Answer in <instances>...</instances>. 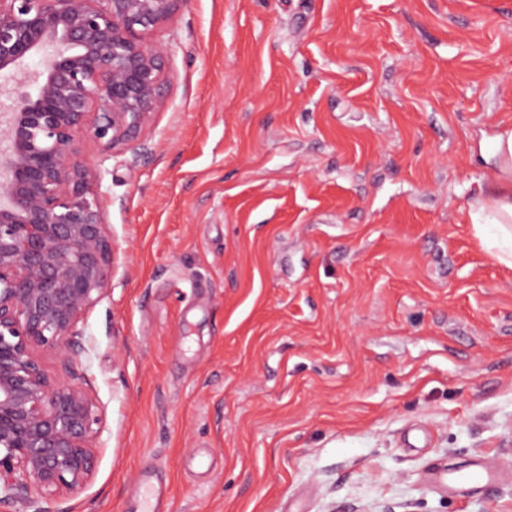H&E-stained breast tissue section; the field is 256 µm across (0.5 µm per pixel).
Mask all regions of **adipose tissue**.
Returning <instances> with one entry per match:
<instances>
[{"label": "adipose tissue", "instance_id": "ef3b65f1", "mask_svg": "<svg viewBox=\"0 0 512 512\" xmlns=\"http://www.w3.org/2000/svg\"><path fill=\"white\" fill-rule=\"evenodd\" d=\"M480 156L493 171L481 190L482 203L494 217L476 227L481 246L496 260L512 264V129H501Z\"/></svg>", "mask_w": 512, "mask_h": 512}]
</instances>
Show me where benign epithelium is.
I'll return each mask as SVG.
<instances>
[{"label": "benign epithelium", "mask_w": 512, "mask_h": 512, "mask_svg": "<svg viewBox=\"0 0 512 512\" xmlns=\"http://www.w3.org/2000/svg\"><path fill=\"white\" fill-rule=\"evenodd\" d=\"M182 2L0 0V77L32 80L0 105V507L94 473L98 406L75 364L85 313L112 292L113 247L95 191L104 171L80 145L142 144L167 84L146 36ZM36 346L58 351L70 381L43 373Z\"/></svg>", "instance_id": "7a95c632"}]
</instances>
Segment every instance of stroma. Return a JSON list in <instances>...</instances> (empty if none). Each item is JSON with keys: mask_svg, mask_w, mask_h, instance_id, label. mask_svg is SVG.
<instances>
[{"mask_svg": "<svg viewBox=\"0 0 512 512\" xmlns=\"http://www.w3.org/2000/svg\"><path fill=\"white\" fill-rule=\"evenodd\" d=\"M98 196V462L43 512H512V268L474 235L512 0H183ZM481 461L486 493L433 469Z\"/></svg>", "mask_w": 512, "mask_h": 512, "instance_id": "35a3bbf8", "label": "stroma"}]
</instances>
